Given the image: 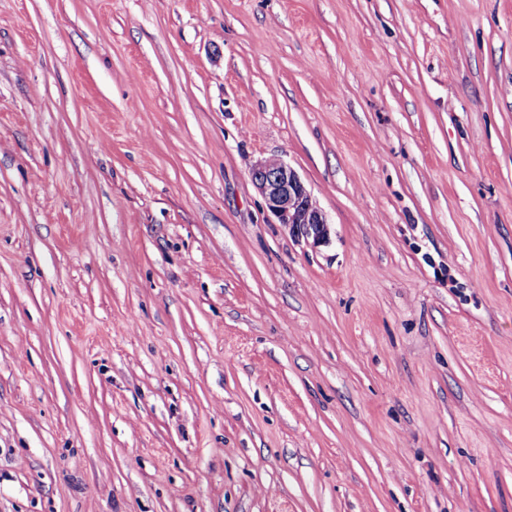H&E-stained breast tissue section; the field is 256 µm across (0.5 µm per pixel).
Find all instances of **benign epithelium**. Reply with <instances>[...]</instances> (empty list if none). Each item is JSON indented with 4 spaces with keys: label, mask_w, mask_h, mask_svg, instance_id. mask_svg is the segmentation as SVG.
<instances>
[{
    "label": "benign epithelium",
    "mask_w": 512,
    "mask_h": 512,
    "mask_svg": "<svg viewBox=\"0 0 512 512\" xmlns=\"http://www.w3.org/2000/svg\"><path fill=\"white\" fill-rule=\"evenodd\" d=\"M251 177L276 223L314 248L328 242L329 225L293 168L281 159H264L253 166Z\"/></svg>",
    "instance_id": "benign-epithelium-1"
}]
</instances>
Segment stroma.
Wrapping results in <instances>:
<instances>
[{
  "label": "stroma",
  "instance_id": "35a3bbf8",
  "mask_svg": "<svg viewBox=\"0 0 512 512\" xmlns=\"http://www.w3.org/2000/svg\"><path fill=\"white\" fill-rule=\"evenodd\" d=\"M0 512H512V0H0ZM256 188L277 224L316 248L329 240V225L297 172L282 159H264L251 172Z\"/></svg>",
  "mask_w": 512,
  "mask_h": 512
}]
</instances>
